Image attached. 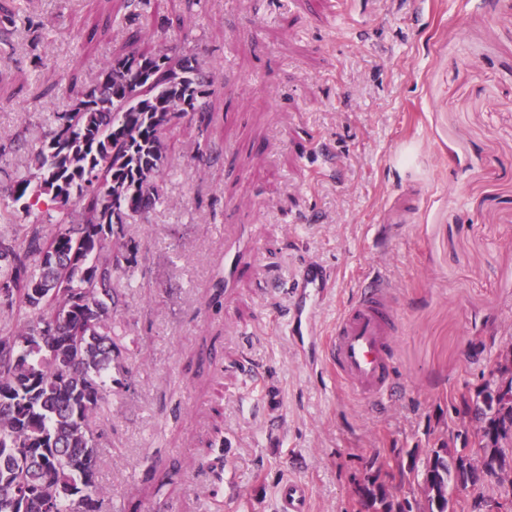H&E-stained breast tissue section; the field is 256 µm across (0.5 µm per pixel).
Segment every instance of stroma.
<instances>
[{"label":"stroma","mask_w":512,"mask_h":512,"mask_svg":"<svg viewBox=\"0 0 512 512\" xmlns=\"http://www.w3.org/2000/svg\"><path fill=\"white\" fill-rule=\"evenodd\" d=\"M118 7L0 0V144L27 138L8 169L114 55L169 40L216 78L212 123L173 122L162 200L126 227L99 481L122 512H274L290 478L312 512H355L368 463L467 428L453 404L512 347V0H151L131 27ZM244 224L255 251L226 290ZM308 258L334 274L327 329L371 279L393 285L385 409L293 350L285 290ZM252 249H240L224 240V288H228L231 280L243 268L249 265V253Z\"/></svg>","instance_id":"obj_1"}]
</instances>
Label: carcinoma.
<instances>
[{
	"instance_id": "1",
	"label": "carcinoma",
	"mask_w": 512,
	"mask_h": 512,
	"mask_svg": "<svg viewBox=\"0 0 512 512\" xmlns=\"http://www.w3.org/2000/svg\"><path fill=\"white\" fill-rule=\"evenodd\" d=\"M123 20L146 17L150 0H124ZM214 79L197 58L160 47L106 61L97 82L54 114L26 173L0 167V512H107L98 438L89 418L114 393L126 347L114 316L119 279L137 266L126 224L161 199L165 134L185 115L210 120ZM494 379L453 406L481 432L432 434L427 447L368 470L356 492L366 512H449L458 488L484 476L471 452L512 487V357ZM462 446H456L457 441ZM399 470L412 498L387 487Z\"/></svg>"
}]
</instances>
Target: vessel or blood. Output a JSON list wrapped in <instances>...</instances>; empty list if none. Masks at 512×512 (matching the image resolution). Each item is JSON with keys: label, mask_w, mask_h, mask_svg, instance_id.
I'll use <instances>...</instances> for the list:
<instances>
[{"label": "vessel or blood", "mask_w": 512, "mask_h": 512, "mask_svg": "<svg viewBox=\"0 0 512 512\" xmlns=\"http://www.w3.org/2000/svg\"><path fill=\"white\" fill-rule=\"evenodd\" d=\"M248 264V250L225 245V280H232ZM327 278L325 268L308 262L291 281L285 310L289 334L301 352L320 353L322 368L345 381L358 398L384 401L393 388L398 332L390 285L376 281L361 289L322 337L316 329V312L327 291ZM309 504L310 491L304 483L288 480L279 486L275 512H309Z\"/></svg>", "instance_id": "1"}]
</instances>
